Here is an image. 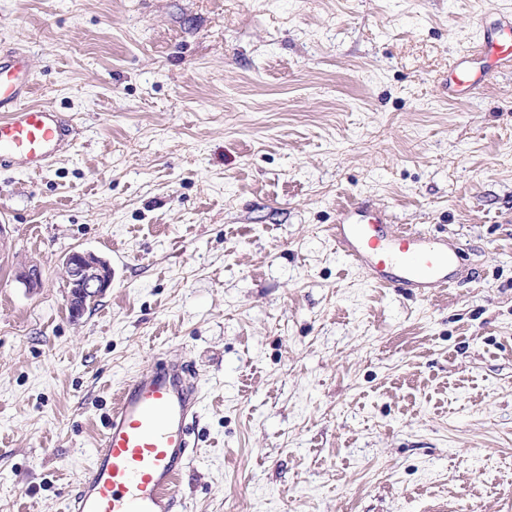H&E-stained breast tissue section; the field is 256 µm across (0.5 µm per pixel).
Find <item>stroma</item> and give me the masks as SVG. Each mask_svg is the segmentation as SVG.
Instances as JSON below:
<instances>
[{
    "mask_svg": "<svg viewBox=\"0 0 512 512\" xmlns=\"http://www.w3.org/2000/svg\"><path fill=\"white\" fill-rule=\"evenodd\" d=\"M481 27L478 0H0L79 131L0 171V512H65L157 358L201 394L188 512H512V72L448 98ZM352 197L460 240L469 282L372 286L330 232ZM76 250L113 271L78 316Z\"/></svg>",
    "mask_w": 512,
    "mask_h": 512,
    "instance_id": "35a3bbf8",
    "label": "stroma"
}]
</instances>
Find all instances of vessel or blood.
<instances>
[{
	"instance_id": "b4317fda",
	"label": "vessel or blood",
	"mask_w": 512,
	"mask_h": 512,
	"mask_svg": "<svg viewBox=\"0 0 512 512\" xmlns=\"http://www.w3.org/2000/svg\"><path fill=\"white\" fill-rule=\"evenodd\" d=\"M484 18L478 45L448 64L449 99L468 98L490 74L512 69V13L488 7ZM34 89L26 52L0 56V170L41 174L76 142L62 112L32 103ZM333 230L337 250L371 284L402 296L454 287L465 272L458 241L395 227L368 199L338 205ZM200 404L187 363L138 370L115 394L66 512H186L178 481L190 463Z\"/></svg>"
}]
</instances>
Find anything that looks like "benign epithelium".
I'll return each instance as SVG.
<instances>
[{
    "mask_svg": "<svg viewBox=\"0 0 512 512\" xmlns=\"http://www.w3.org/2000/svg\"><path fill=\"white\" fill-rule=\"evenodd\" d=\"M62 268L69 288L68 302L75 315L84 309L87 301L103 296L112 286V267L92 251L68 254L62 261ZM16 278L30 290L40 286V275L34 264L21 268Z\"/></svg>",
    "mask_w": 512,
    "mask_h": 512,
    "instance_id": "1",
    "label": "benign epithelium"
}]
</instances>
